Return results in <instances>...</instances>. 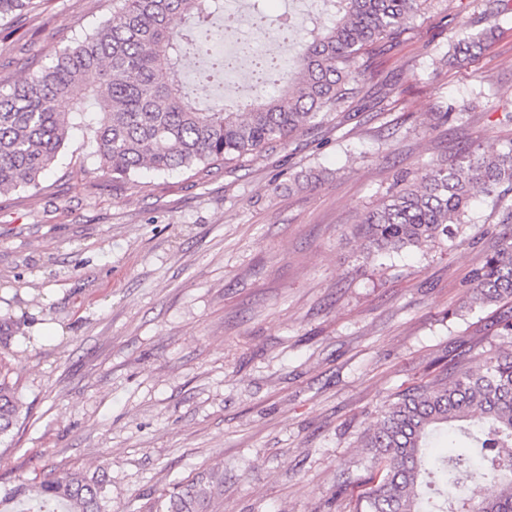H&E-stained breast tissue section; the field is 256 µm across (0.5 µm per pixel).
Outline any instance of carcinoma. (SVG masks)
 I'll return each mask as SVG.
<instances>
[{
  "mask_svg": "<svg viewBox=\"0 0 512 512\" xmlns=\"http://www.w3.org/2000/svg\"><path fill=\"white\" fill-rule=\"evenodd\" d=\"M320 29L278 27L301 44L296 60L254 56L252 79L284 95L257 96L246 112L198 106L178 79L186 61L204 62L203 83H224L232 60L214 51L242 20L219 17L212 0H112V15L54 51L49 62L0 86V193L36 189L71 140L73 120L94 114L97 171L131 179L156 173L242 163L283 145L362 92L358 58L379 42L395 47L414 27L422 0H322ZM34 0H0V20L26 14ZM492 31L457 43L448 64L482 53ZM512 140L502 148L468 147L444 163L432 160L400 180L355 226L369 257L456 238L455 226L483 196L512 223ZM470 307L512 303V235L501 238L468 275ZM449 353L432 378L394 394L361 436L368 487L356 512H512V349L498 348L472 365ZM14 385L0 373V437L18 424ZM488 484L477 502L467 483ZM224 495V472L177 482L153 512H209ZM106 479L63 472L21 483L0 495V512H108Z\"/></svg>",
  "mask_w": 512,
  "mask_h": 512,
  "instance_id": "carcinoma-1",
  "label": "carcinoma"
}]
</instances>
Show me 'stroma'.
Here are the masks:
<instances>
[{"mask_svg":"<svg viewBox=\"0 0 512 512\" xmlns=\"http://www.w3.org/2000/svg\"><path fill=\"white\" fill-rule=\"evenodd\" d=\"M112 0H43L0 31V82L110 16ZM495 42L457 66L466 33ZM393 83L239 167L103 179L85 128L41 189L0 194V336L25 419L0 440V494L107 471L111 512H149L221 469L216 512H355L361 433L448 350L507 345L500 307L464 282L504 235L490 204L455 244L366 260L363 215L433 159L512 139V0H429L399 44L361 58ZM183 78L200 106L253 99ZM494 110H486V101ZM467 108L463 119L442 121ZM349 494L337 499L338 483Z\"/></svg>","mask_w":512,"mask_h":512,"instance_id":"1","label":"stroma"}]
</instances>
